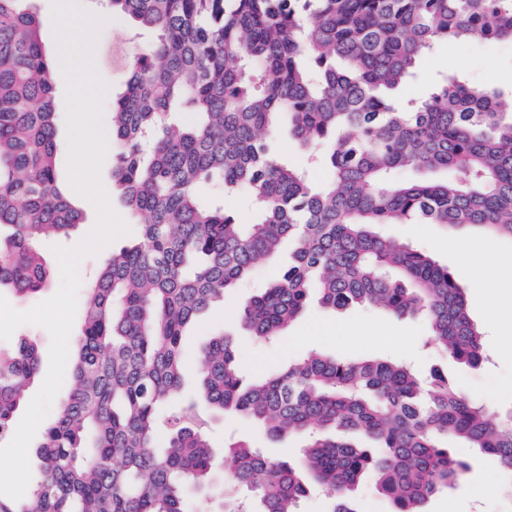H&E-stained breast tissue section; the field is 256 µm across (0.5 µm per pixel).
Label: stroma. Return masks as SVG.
I'll return each mask as SVG.
<instances>
[{
  "label": "stroma",
  "instance_id": "35a3bbf8",
  "mask_svg": "<svg viewBox=\"0 0 512 512\" xmlns=\"http://www.w3.org/2000/svg\"><path fill=\"white\" fill-rule=\"evenodd\" d=\"M152 30L134 27L126 18L113 16L103 28L95 49L98 72L110 85L111 93L122 90L127 66L140 47L153 42ZM415 95L427 94L435 79L460 74L472 85H491L503 93L512 92V40L500 42L441 40L423 53L417 62ZM381 234L398 238L448 266L464 288L472 319L484 334L489 363L472 369L441 353L425 349L424 322L415 316L398 318L386 312L354 307L332 312L318 301H310L303 315L284 330L277 343H259L240 326L237 313L250 297L260 294L278 279L283 263H261L255 272L227 293L193 327L184 340L188 360H195L201 348L217 333L233 334L238 358L246 374L262 373L285 365L311 350L343 358L393 359L409 363L420 376L432 371L447 373L467 395L486 401L500 410L512 408V239L472 227L456 230L440 224H383ZM476 244L480 255L494 262L496 276L488 282L476 279L467 269V256L454 248V241ZM342 337H335L337 327ZM323 327L328 337L314 336ZM251 434L257 446L277 458L298 455L300 443L289 438L267 442L263 433L234 417H216L210 437L215 451H222L225 439ZM466 479L452 489L435 494L426 512H512V493L503 484L501 471L489 455L472 452ZM495 488L492 497L477 496L479 487Z\"/></svg>",
  "mask_w": 512,
  "mask_h": 512
}]
</instances>
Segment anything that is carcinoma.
<instances>
[{
  "label": "carcinoma",
  "mask_w": 512,
  "mask_h": 512,
  "mask_svg": "<svg viewBox=\"0 0 512 512\" xmlns=\"http://www.w3.org/2000/svg\"><path fill=\"white\" fill-rule=\"evenodd\" d=\"M24 2L0 0V289L34 297L52 278L36 244L83 214L57 180L52 65ZM107 3L157 33L111 112L112 187L141 224L85 291L73 388L42 429L28 497L0 496V512H190L197 499L201 512H299L313 485L331 512H357L352 493L368 475L394 512H424L467 475L455 442L512 474V408L501 415L397 361L311 352L249 380L221 333L196 366L199 397L182 393L185 329L285 243L288 267L240 312L250 335H280L317 284L329 310L420 316L425 344L484 362L452 272L376 226L512 237V96L457 77L423 98L399 95L441 39H512V0ZM284 113L301 146H327L326 183L275 155L266 133ZM399 170L449 176L402 181ZM214 182L248 194L251 223L201 201ZM40 373L32 339L0 351V434ZM225 413L271 442L307 434L301 464L246 438L216 462L207 425Z\"/></svg>",
  "instance_id": "1"
}]
</instances>
